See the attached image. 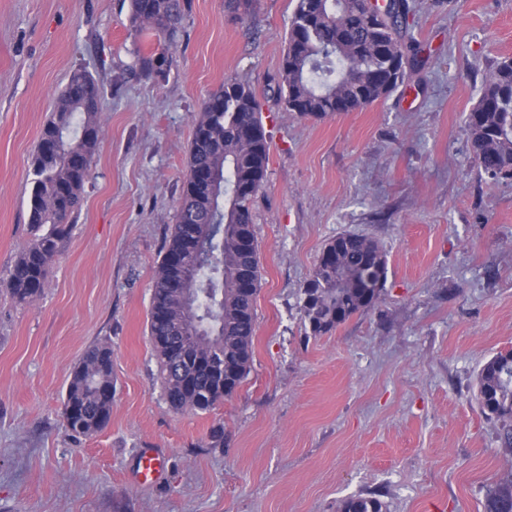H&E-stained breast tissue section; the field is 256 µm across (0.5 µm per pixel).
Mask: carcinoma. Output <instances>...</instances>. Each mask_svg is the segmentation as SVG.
<instances>
[{
	"label": "carcinoma",
	"instance_id": "carcinoma-1",
	"mask_svg": "<svg viewBox=\"0 0 512 512\" xmlns=\"http://www.w3.org/2000/svg\"><path fill=\"white\" fill-rule=\"evenodd\" d=\"M189 0H129L128 34L149 33L122 80L168 78ZM255 0H224L244 23ZM408 0H391L379 18L365 0H297L273 93L306 119L354 112L387 97L424 66L410 32ZM105 87L75 68L29 156L28 244L7 273L11 298L31 304L42 293L70 218L84 201L100 143L98 113ZM253 86L229 79L193 115L194 131L182 195L152 285L149 333L165 400L177 411L203 412L232 397L253 362L256 299L261 281L251 205L264 185L268 141ZM465 124L474 167L492 179H512V58L491 65ZM209 244L190 271L173 263ZM386 253L369 237L341 233L325 244L302 290L298 311L306 336L332 333L373 307L387 281ZM112 348H89L73 371L62 417L73 433L102 431L112 411ZM476 399L499 422V441L512 449V350L485 362ZM338 512H383L379 498L355 495ZM484 512H512V479L491 491Z\"/></svg>",
	"mask_w": 512,
	"mask_h": 512
}]
</instances>
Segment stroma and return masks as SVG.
Listing matches in <instances>:
<instances>
[{
    "label": "stroma",
    "instance_id": "35a3bbf8",
    "mask_svg": "<svg viewBox=\"0 0 512 512\" xmlns=\"http://www.w3.org/2000/svg\"><path fill=\"white\" fill-rule=\"evenodd\" d=\"M428 62L387 98L321 120L275 102L296 0H191L167 80L119 83L125 0H0V512H337L376 492L384 512H484L512 450L475 399L512 348V179L470 164L465 116L512 57V0H409ZM105 86L84 205L40 299L4 279L27 244L28 157L73 69ZM249 82L269 141L253 204L261 286L251 371L208 412L165 401L149 336L154 273L182 193L193 115ZM371 237L380 300L305 336L298 301L324 245ZM112 347V412L91 436L61 418L85 351ZM224 425V445L208 434ZM159 483L139 481L142 449Z\"/></svg>",
    "mask_w": 512,
    "mask_h": 512
}]
</instances>
